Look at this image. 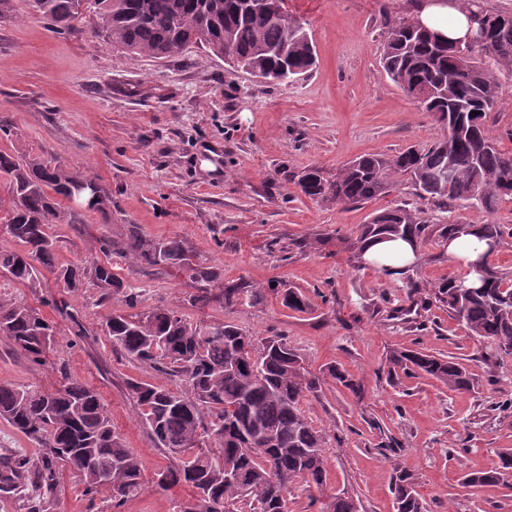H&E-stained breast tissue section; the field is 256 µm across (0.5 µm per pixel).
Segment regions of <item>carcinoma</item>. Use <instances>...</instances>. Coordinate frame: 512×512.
Masks as SVG:
<instances>
[{"label":"carcinoma","instance_id":"cac0c4a2","mask_svg":"<svg viewBox=\"0 0 512 512\" xmlns=\"http://www.w3.org/2000/svg\"><path fill=\"white\" fill-rule=\"evenodd\" d=\"M105 21L102 37L112 47L136 56L168 59L200 49L224 60L245 62L251 72L280 84L312 69L313 41L302 26L274 18L267 7L285 10V0H34L33 11L59 33L75 29L89 6ZM471 23L486 26L482 45L456 47L417 25L413 17L385 18L381 63L388 77L406 94L426 86L419 107L433 115L443 136L429 146H410L393 158L365 155L328 179L318 168L298 176L300 191L312 199L357 206L390 192L394 176L410 178L415 195L439 206L477 208L488 214L512 200V152L503 151L490 134L488 117L499 103L500 84L489 64L512 67V13L490 10L483 0H469ZM456 178H445L448 165ZM0 173L10 178L12 199L6 226L21 246L0 249V274L28 283L46 270L66 287L93 286L119 294L128 308L138 305L143 289L112 271L111 241L104 239V259L58 265L50 233L54 219L75 223L77 213L61 211L69 199L72 175L51 161L20 152L0 151ZM472 224H430L423 211L407 206L385 208L361 225L354 248L383 238L446 240L467 233ZM500 224L479 225L482 241L497 240L476 267L479 287L450 279L429 294L448 308L469 334L512 354V275L499 270L489 256L502 244ZM120 251L134 252L151 266L187 267L197 283L193 303L233 307L266 299L264 288L224 282L212 266L192 263L177 238L143 242L131 236ZM282 304L303 312L309 307L298 291L280 294ZM3 338L34 363L42 364L55 342V326L40 311L18 298H0ZM104 334L126 358L149 365L184 382L186 391L145 380H130L128 390L154 446L171 463L159 472L163 489L188 485L193 500L178 512H289L293 486L302 481L320 488L327 480L325 432L303 414V400L318 391L320 378L303 366L300 354L279 336L260 342L233 323L193 324L178 311L157 307L121 312L109 318ZM388 372L424 373L451 390L471 387L468 371L454 358L418 350H397L387 359ZM0 419L43 447L36 458L0 455V489L35 479V498L51 501L56 472L73 470L89 500L102 498L117 510L137 494L145 468L143 458L126 448L112 429L98 392L79 380H66L49 391L36 386L0 385ZM499 465L464 476L470 487L496 486L512 472V448L498 452ZM416 477L397 469L393 482L395 512H428L415 490ZM320 512H359L344 493L331 496Z\"/></svg>","mask_w":512,"mask_h":512}]
</instances>
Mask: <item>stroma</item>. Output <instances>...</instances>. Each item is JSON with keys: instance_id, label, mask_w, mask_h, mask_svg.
<instances>
[{"instance_id": "1", "label": "stroma", "mask_w": 512, "mask_h": 512, "mask_svg": "<svg viewBox=\"0 0 512 512\" xmlns=\"http://www.w3.org/2000/svg\"><path fill=\"white\" fill-rule=\"evenodd\" d=\"M316 46V65L273 86L202 50L156 60L107 45L98 12H84L69 34L56 32L12 0L0 15V118L11 126L0 150L52 161L89 175L109 192L107 212H85L77 224L51 227L57 263L99 253L101 240L176 237L195 260L225 281L297 288L311 307L300 313L270 293L257 306H193L185 268L150 267L116 253L112 267L142 286L138 310H177L188 321L232 322L255 338L284 336L322 379L303 411L327 432V483L298 485L291 512H319L337 492L359 512H395L389 486L395 467L418 476L428 512H512V489L462 487L465 473L494 468L512 448V414L494 405L512 398V357L468 334L447 308L425 304L433 286L462 272L440 244H426L416 263L387 275L355 256L361 224L377 210L407 203L432 223L494 222L512 227V201L491 214L440 209L418 198L408 177L392 192L346 209L311 199L292 174L310 167L331 175L365 154L397 155L436 141L442 131L385 73L380 54L386 15H410V0H285ZM501 101L488 126L512 151V69L496 67ZM0 294L22 298L57 328V346L41 365L0 337V384L58 388L70 376L100 393L127 448L142 456L138 494L121 512H176L191 488L161 490L167 460L155 448L129 394V379L172 391L180 382L115 351L102 326L125 311L121 296L88 287L73 292L52 273L35 284L0 277ZM452 356L472 377L470 391L434 379L389 375L395 349ZM357 381L360 393L336 384L328 367ZM70 470L59 476L48 512H112L89 501Z\"/></svg>"}]
</instances>
